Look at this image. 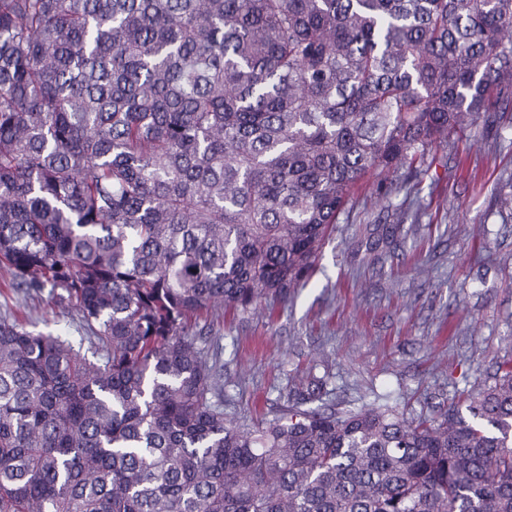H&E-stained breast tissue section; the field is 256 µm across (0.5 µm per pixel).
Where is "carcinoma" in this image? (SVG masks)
I'll use <instances>...</instances> for the list:
<instances>
[{
    "label": "carcinoma",
    "instance_id": "obj_1",
    "mask_svg": "<svg viewBox=\"0 0 512 512\" xmlns=\"http://www.w3.org/2000/svg\"><path fill=\"white\" fill-rule=\"evenodd\" d=\"M512 115V0H0V512H512V363L463 405L226 412L202 314L303 287L356 185ZM10 277L4 268L0 267V317L13 316L19 318L23 327L33 333H54L65 328L69 336L77 343L79 336H87L80 326L79 315L76 311L61 306L51 299L48 290L32 300L25 302L8 286Z\"/></svg>",
    "mask_w": 512,
    "mask_h": 512
}]
</instances>
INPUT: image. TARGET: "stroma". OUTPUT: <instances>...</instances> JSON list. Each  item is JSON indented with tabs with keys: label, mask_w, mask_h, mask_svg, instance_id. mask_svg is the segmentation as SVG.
I'll return each instance as SVG.
<instances>
[{
	"label": "stroma",
	"mask_w": 512,
	"mask_h": 512,
	"mask_svg": "<svg viewBox=\"0 0 512 512\" xmlns=\"http://www.w3.org/2000/svg\"><path fill=\"white\" fill-rule=\"evenodd\" d=\"M486 125L437 144L427 173L398 185L375 208L365 178L327 240L304 288L271 306L226 314L207 345L224 365L229 409L254 422L271 415L288 382L326 380L323 404L350 409L386 403L408 416L431 414L460 391L489 385L512 360V128L495 152ZM420 201L418 224L403 223L366 263V226ZM0 267V317L27 331L84 333L76 311L49 295L23 300Z\"/></svg>",
	"instance_id": "35a3bbf8"
}]
</instances>
